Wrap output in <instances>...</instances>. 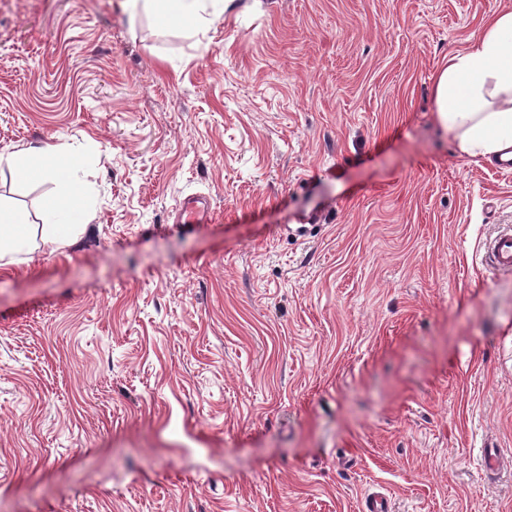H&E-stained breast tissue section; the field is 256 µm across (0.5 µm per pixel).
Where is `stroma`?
<instances>
[{
	"label": "stroma",
	"mask_w": 512,
	"mask_h": 512,
	"mask_svg": "<svg viewBox=\"0 0 512 512\" xmlns=\"http://www.w3.org/2000/svg\"><path fill=\"white\" fill-rule=\"evenodd\" d=\"M512 0H0V157L67 149L0 268V512H512V174L433 76ZM65 183L0 175L43 219ZM205 197L203 224H178ZM502 467L487 471L482 448ZM131 21L153 15L163 24H179L192 31L209 30L224 12L223 0H121ZM81 202L80 193L77 190H73L72 193L61 200H56L50 202L46 206V213L48 220L52 223L51 218L56 215V213L63 212L65 210L70 211L73 207L78 206ZM76 218V214L74 212H68L62 217L58 219L61 224H70ZM61 224H45L46 226V235L47 242L50 244H61L64 243V240L60 238V233L62 232ZM208 202L200 196L187 197L178 209V219L181 224H199L210 217ZM485 263L496 271H512V229L501 231L487 248Z\"/></svg>",
	"instance_id": "obj_1"
}]
</instances>
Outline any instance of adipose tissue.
<instances>
[{"label": "adipose tissue", "mask_w": 512, "mask_h": 512, "mask_svg": "<svg viewBox=\"0 0 512 512\" xmlns=\"http://www.w3.org/2000/svg\"><path fill=\"white\" fill-rule=\"evenodd\" d=\"M129 18L155 16L192 31L210 29L224 0H121ZM436 120L453 133L460 153L491 158L512 148V10L494 9L478 38L451 54L433 78ZM30 162L12 163L16 179H71L59 145L33 147Z\"/></svg>", "instance_id": "ef3b65f1"}]
</instances>
